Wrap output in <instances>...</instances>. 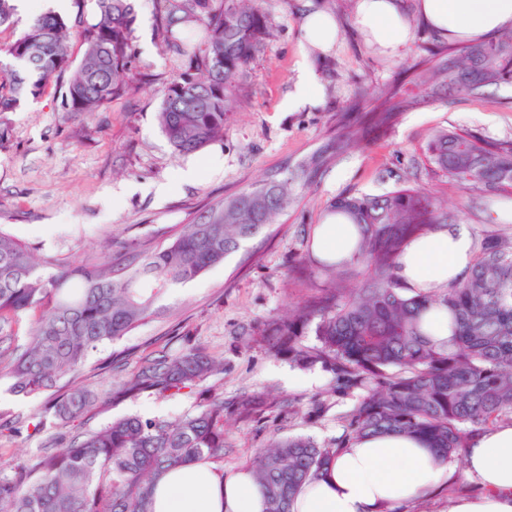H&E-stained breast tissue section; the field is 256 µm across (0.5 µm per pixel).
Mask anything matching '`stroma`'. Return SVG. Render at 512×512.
Masks as SVG:
<instances>
[{
	"label": "stroma",
	"instance_id": "obj_1",
	"mask_svg": "<svg viewBox=\"0 0 512 512\" xmlns=\"http://www.w3.org/2000/svg\"><path fill=\"white\" fill-rule=\"evenodd\" d=\"M260 3L272 16L276 33L239 80L238 109L224 139L184 156L171 147L156 120L162 85L181 63L161 48L156 30L160 0H135L133 69L151 75V82L90 115L61 111L59 94L52 88L10 113L11 138L0 146V228L72 261L100 252L108 238L117 247L131 241L150 249L165 246L210 204L323 148L338 133L343 112L359 94L373 97L390 86L408 84L425 47L448 44L410 9L405 19L411 25V42L392 57L357 28L355 0ZM308 9L333 15L340 35L315 62L321 77L318 101L292 110L287 100L299 78L300 18ZM452 128L512 140V85L489 87L481 97L423 99L394 127L363 136L359 147L338 156L300 191L298 203L265 235L247 241L224 263L165 296L167 318L150 321L118 341V348L136 351L124 369L129 373L146 358L162 351L176 353L192 342L223 358L218 382L225 399L268 389L294 399L290 415L271 408L250 421L227 425L225 471L244 468L256 448L278 436L309 435L322 443L339 436V415L358 399L354 393L332 391L331 376L321 367H293L254 342L268 318L323 287L324 278L301 280L290 268L297 255L310 250L309 235L336 197L418 187L447 208L449 223L472 225L479 237L490 231L512 236V222L494 219L502 199L485 197L427 162L428 140L435 131ZM215 154L224 159V170L217 175L208 167ZM190 166L197 168L198 177L186 183L181 173ZM160 186L166 187L165 195H157ZM121 372L87 370L81 381L102 392ZM315 399L323 401L324 409L313 417L309 410ZM45 402L42 396L11 392L8 382L0 379V421L15 426L14 431L0 432V471L10 472L18 459L45 451L53 438L62 436L59 428L34 430ZM198 404L193 393L173 399L143 395L109 406L89 425L96 428L128 415L174 419ZM477 491L476 481L458 462L442 486L399 512H448L449 500Z\"/></svg>",
	"mask_w": 512,
	"mask_h": 512
}]
</instances>
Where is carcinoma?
I'll return each mask as SVG.
<instances>
[{
	"label": "carcinoma",
	"instance_id": "cac0c4a2",
	"mask_svg": "<svg viewBox=\"0 0 512 512\" xmlns=\"http://www.w3.org/2000/svg\"><path fill=\"white\" fill-rule=\"evenodd\" d=\"M95 22L82 12L33 17L0 42V144L11 138L7 113L51 86L62 111L91 114L140 79L133 71L134 0H96ZM12 0H0V29L15 30ZM77 30L85 46L73 65L66 39ZM274 24L258 0H163V50L183 62L161 90L157 121L180 154L224 139L235 112L238 78L272 37ZM424 96H478L512 83V32L473 47L432 52L411 79ZM420 98L394 85L367 112L355 106L342 130L298 171L283 170L211 204L158 250L127 246L103 261L70 264L56 254L37 257L0 230V378L22 395L46 394L50 406L37 427L82 424L99 407L143 393L201 397L198 409L176 420L128 416L62 439L12 474L0 471V512H154L157 482L185 465L222 464L226 416L250 420L270 406L264 395L224 400L209 378L224 360L188 344L147 358L130 376L98 396L76 382L90 357L155 319L158 303L262 235L295 202L291 184L307 182L350 151L364 125L388 129ZM427 161L448 176L473 181L490 195L512 196V140L489 142L468 131H437ZM347 215L360 229L349 260L294 267L325 286L284 317H273L255 339L294 367L319 365L335 388L361 390L341 416L343 432L327 443L299 435L275 438L256 450L247 467L264 497V512H292L301 489L328 470L354 441L390 432L418 438L442 460L461 459L473 435L512 422V239L490 234L460 282L410 295L395 275L407 243L445 224L448 213L419 188L339 196L327 210ZM430 310L448 314L450 336L424 328ZM28 321L22 344L11 328ZM313 333L316 344L302 342Z\"/></svg>",
	"mask_w": 512,
	"mask_h": 512
}]
</instances>
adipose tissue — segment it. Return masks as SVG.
I'll use <instances>...</instances> for the list:
<instances>
[{
  "label": "adipose tissue",
  "mask_w": 512,
  "mask_h": 512,
  "mask_svg": "<svg viewBox=\"0 0 512 512\" xmlns=\"http://www.w3.org/2000/svg\"><path fill=\"white\" fill-rule=\"evenodd\" d=\"M414 10L439 35L462 42L478 44L512 28V0H414ZM354 21L392 56L412 38L402 0H356ZM354 235L346 217L329 216L315 247L328 257H347ZM476 251L470 225L440 224L408 244L396 273L408 294L427 293L464 279ZM464 462L481 491L454 498L448 512H512V423L474 436ZM450 471L415 438L398 433L366 437L343 449L326 473L303 487L293 512H395L437 489ZM264 507L249 471L223 475L203 462L167 474L155 494L156 512H263Z\"/></svg>",
  "instance_id": "adipose-tissue-1"
}]
</instances>
